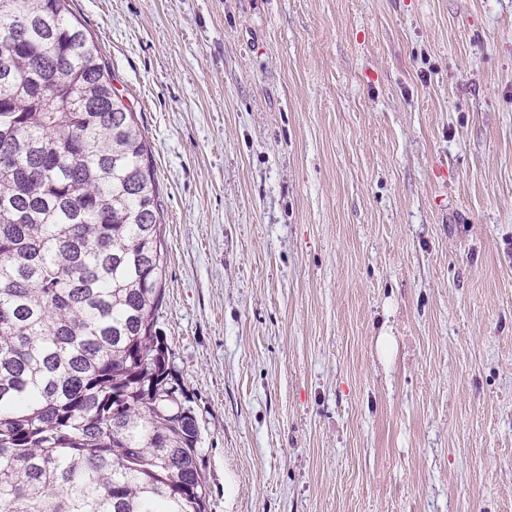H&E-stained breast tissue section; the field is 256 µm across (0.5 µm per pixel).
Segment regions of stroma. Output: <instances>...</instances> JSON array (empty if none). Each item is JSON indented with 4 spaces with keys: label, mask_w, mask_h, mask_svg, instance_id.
I'll use <instances>...</instances> for the list:
<instances>
[{
    "label": "stroma",
    "mask_w": 512,
    "mask_h": 512,
    "mask_svg": "<svg viewBox=\"0 0 512 512\" xmlns=\"http://www.w3.org/2000/svg\"><path fill=\"white\" fill-rule=\"evenodd\" d=\"M70 7L151 150L208 512H512V0Z\"/></svg>",
    "instance_id": "obj_1"
}]
</instances>
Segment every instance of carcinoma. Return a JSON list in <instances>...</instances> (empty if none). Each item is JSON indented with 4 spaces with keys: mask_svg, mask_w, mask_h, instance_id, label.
<instances>
[{
    "mask_svg": "<svg viewBox=\"0 0 512 512\" xmlns=\"http://www.w3.org/2000/svg\"><path fill=\"white\" fill-rule=\"evenodd\" d=\"M0 512H207L150 148L69 0H0Z\"/></svg>",
    "mask_w": 512,
    "mask_h": 512,
    "instance_id": "cac0c4a2",
    "label": "carcinoma"
}]
</instances>
